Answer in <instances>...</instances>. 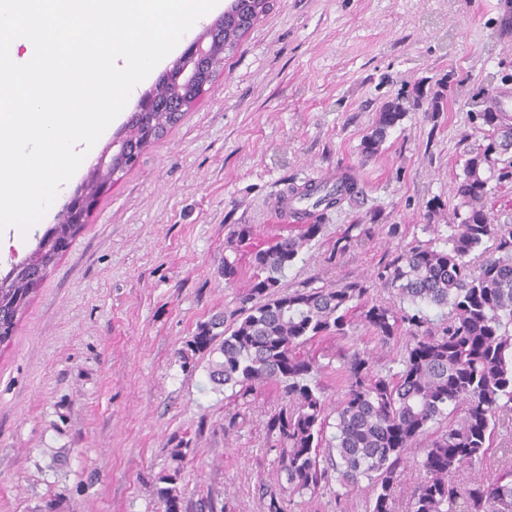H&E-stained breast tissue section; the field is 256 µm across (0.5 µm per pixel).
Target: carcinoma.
<instances>
[{
	"instance_id": "carcinoma-1",
	"label": "carcinoma",
	"mask_w": 512,
	"mask_h": 512,
	"mask_svg": "<svg viewBox=\"0 0 512 512\" xmlns=\"http://www.w3.org/2000/svg\"><path fill=\"white\" fill-rule=\"evenodd\" d=\"M273 7V0H234L206 35L217 45L200 62L217 75L223 57ZM155 104L146 115L153 136L136 142L137 154L163 137L184 112L179 106L194 97V85L158 80L151 90ZM402 102L380 112L363 140L367 157L383 145L388 130L401 120ZM488 127V144L467 158L456 195L465 212L454 211L455 224H425L434 234L416 241L379 265L371 284L349 281L336 286H305L281 291V277L302 249L321 232L322 224H305L297 236L253 254L256 273L230 325L215 318L202 325L188 349L220 353L211 379L241 386L274 382L281 403L266 421L273 460L300 495L315 494L336 482L347 491L366 480L372 488L367 512H394L400 468L409 450L424 449L423 476L411 492L408 512H512V224H496L484 209L491 189L486 166L494 151L512 148V114L477 112ZM324 191L309 185L301 197L318 193L316 204L332 206L356 193ZM365 224H349L336 239L335 258L370 238ZM47 254L36 248L0 295V323L16 328L30 293L46 276ZM395 291L401 306L369 300L376 287ZM408 303L409 308L402 307ZM359 320L379 342L400 348L384 370H374L367 353L346 348L336 368V433L324 441L326 397L317 383L313 358L300 349L319 336L348 338ZM223 341L214 346L217 337ZM502 433L501 460L492 476H474L467 485L457 474L478 472L487 464L497 433ZM328 448L326 465L315 451ZM167 476L158 490L163 512H182L180 492Z\"/></svg>"
}]
</instances>
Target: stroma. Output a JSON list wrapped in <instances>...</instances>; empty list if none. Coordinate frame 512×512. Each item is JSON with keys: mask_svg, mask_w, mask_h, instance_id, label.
Instances as JSON below:
<instances>
[{"mask_svg": "<svg viewBox=\"0 0 512 512\" xmlns=\"http://www.w3.org/2000/svg\"><path fill=\"white\" fill-rule=\"evenodd\" d=\"M510 16L512 0H274L206 97L98 196L0 344V512H161L167 476L186 512H267L270 490L291 512H365L368 482L343 502L324 489L305 503L273 471L274 383L244 395L211 380L209 352L187 364L180 353L239 307L251 252L300 232L277 213L288 187L319 174L357 181L286 269L287 292L367 280L422 225L447 223L465 159L488 143L472 96L512 94ZM398 97L402 120L364 157V137ZM494 159L485 208L512 224V150ZM436 199L444 210L433 216ZM241 224L254 235L228 282L224 245ZM350 224L372 226V238L330 261ZM347 346L380 365L393 356L358 322L347 340L303 352L336 367Z\"/></svg>", "mask_w": 512, "mask_h": 512, "instance_id": "obj_1", "label": "stroma"}]
</instances>
